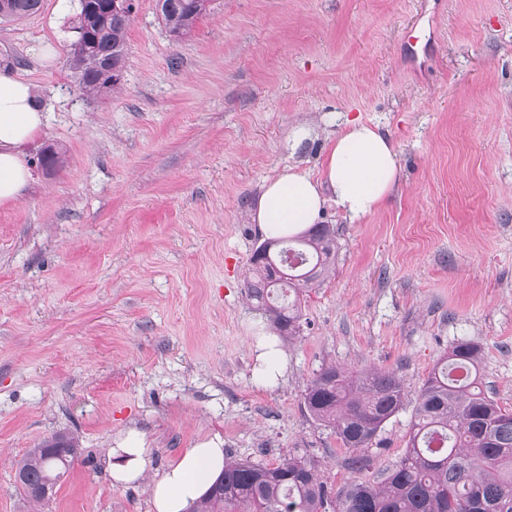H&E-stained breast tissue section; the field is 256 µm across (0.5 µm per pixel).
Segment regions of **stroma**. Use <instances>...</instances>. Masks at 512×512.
Listing matches in <instances>:
<instances>
[{
  "label": "stroma",
  "instance_id": "1",
  "mask_svg": "<svg viewBox=\"0 0 512 512\" xmlns=\"http://www.w3.org/2000/svg\"><path fill=\"white\" fill-rule=\"evenodd\" d=\"M55 0L0 23V62L31 81L46 126L33 184L0 206V512H148L147 481L113 485L107 457L135 427L147 476L221 436L227 456L318 460L333 487L350 450L309 418L322 367L396 371L415 397L469 340L487 391L512 407V0H211L182 40L137 0L108 96L83 93ZM55 43V64L31 55ZM424 70L406 63L410 51ZM392 140L399 184L336 227V271L313 288L287 370L255 372L267 334L244 296L263 182L321 177L347 121ZM55 147L48 171L37 151ZM411 407L384 425L362 479L404 454ZM77 432L76 460L36 504L15 488L25 450Z\"/></svg>",
  "mask_w": 512,
  "mask_h": 512
}]
</instances>
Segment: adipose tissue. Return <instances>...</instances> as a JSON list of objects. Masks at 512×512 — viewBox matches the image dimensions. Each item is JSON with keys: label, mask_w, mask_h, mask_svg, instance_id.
Segmentation results:
<instances>
[{"label": "adipose tissue", "mask_w": 512, "mask_h": 512, "mask_svg": "<svg viewBox=\"0 0 512 512\" xmlns=\"http://www.w3.org/2000/svg\"><path fill=\"white\" fill-rule=\"evenodd\" d=\"M36 97L33 84L0 70V205L16 201L33 180L26 149L45 126ZM397 183L393 142L377 128L354 120L337 135L323 179L283 169L263 183L255 219L266 234L288 236L318 223L329 203L348 218H361L377 212ZM111 453L115 484L142 480L146 455L142 433L132 429L120 435ZM225 458L224 441L217 435L186 449L152 477L150 512H191L195 501L221 476Z\"/></svg>", "instance_id": "ef3b65f1"}]
</instances>
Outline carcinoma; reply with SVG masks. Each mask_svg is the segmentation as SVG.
Wrapping results in <instances>:
<instances>
[{"label": "carcinoma", "mask_w": 512, "mask_h": 512, "mask_svg": "<svg viewBox=\"0 0 512 512\" xmlns=\"http://www.w3.org/2000/svg\"><path fill=\"white\" fill-rule=\"evenodd\" d=\"M210 2L157 0V8L178 40L196 27ZM40 3L0 0V21L19 20ZM130 20L129 8L114 0L80 7L67 60L82 91L104 95L117 87L105 66L126 65ZM278 241L296 267L272 284L267 270L281 257L253 259L245 288L253 310L286 340L300 332L302 297L335 269L336 231L331 224H312ZM482 360L478 344L460 341L435 364L414 399L405 452L381 481L353 479L335 491L318 461L295 449L273 464L227 459L220 488L197 501L191 512H512V410L483 390ZM303 404L313 420L332 428L342 447L356 453L350 465L361 471L371 464L362 451L403 409L405 393L394 371L352 372L328 365L308 385ZM60 446L64 460L50 459V449ZM84 453L72 432L43 439L17 463L16 474L22 477L17 491L40 501L31 488L66 473Z\"/></svg>", "instance_id": "obj_1"}]
</instances>
